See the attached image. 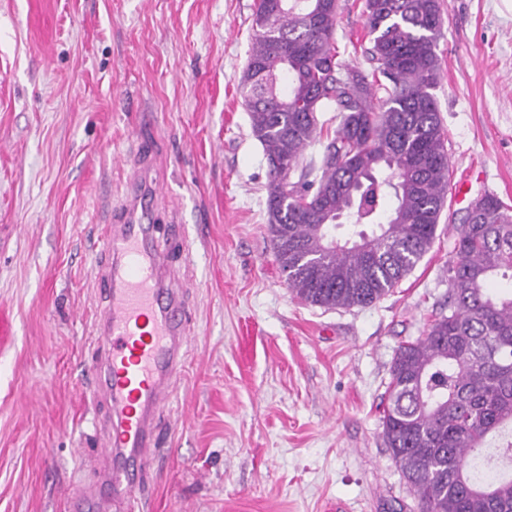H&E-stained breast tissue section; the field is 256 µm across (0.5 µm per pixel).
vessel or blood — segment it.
<instances>
[{"mask_svg": "<svg viewBox=\"0 0 512 512\" xmlns=\"http://www.w3.org/2000/svg\"><path fill=\"white\" fill-rule=\"evenodd\" d=\"M137 154L127 193L104 226L105 260L97 271L100 361L93 380L112 410V429L96 456L105 490L75 488L72 512H137L143 471L159 452L158 420L190 353L187 302L178 279L190 246L168 250L157 243L156 193L146 181L154 157L143 146Z\"/></svg>", "mask_w": 512, "mask_h": 512, "instance_id": "1", "label": "vessel or blood"}]
</instances>
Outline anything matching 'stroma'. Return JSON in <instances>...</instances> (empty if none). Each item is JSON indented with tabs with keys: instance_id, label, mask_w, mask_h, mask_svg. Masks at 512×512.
Instances as JSON below:
<instances>
[{
	"instance_id": "stroma-1",
	"label": "stroma",
	"mask_w": 512,
	"mask_h": 512,
	"mask_svg": "<svg viewBox=\"0 0 512 512\" xmlns=\"http://www.w3.org/2000/svg\"><path fill=\"white\" fill-rule=\"evenodd\" d=\"M336 41L365 67L364 0ZM432 88L452 182L512 206V0H440ZM257 0H0V512H67L112 423L91 367L95 259L139 144L163 244L192 247L191 352L139 512H415L383 441L398 344L444 308L432 248L367 307L296 299L266 230L269 170L238 92Z\"/></svg>"
}]
</instances>
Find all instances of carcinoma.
Returning <instances> with one entry per match:
<instances>
[{"label":"carcinoma","mask_w":512,"mask_h":512,"mask_svg":"<svg viewBox=\"0 0 512 512\" xmlns=\"http://www.w3.org/2000/svg\"><path fill=\"white\" fill-rule=\"evenodd\" d=\"M371 67L340 59L338 0H258L239 79L269 167L267 231L301 302L366 307L431 249L448 198L446 135L435 84L439 0H364ZM339 125L318 163L301 165ZM394 204L387 216L388 199ZM452 227L448 313L395 350L384 444L418 512H512V208L493 194ZM360 226L357 239L336 230ZM481 460L484 474L475 471Z\"/></svg>","instance_id":"obj_1"}]
</instances>
